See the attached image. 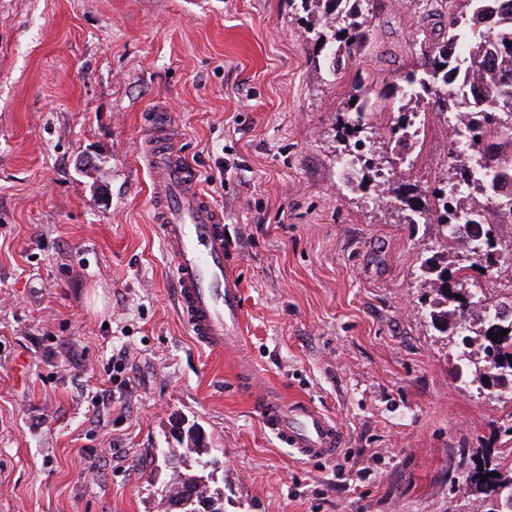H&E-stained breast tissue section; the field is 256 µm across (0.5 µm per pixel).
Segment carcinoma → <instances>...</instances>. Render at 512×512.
I'll return each mask as SVG.
<instances>
[{"label": "carcinoma", "mask_w": 512, "mask_h": 512, "mask_svg": "<svg viewBox=\"0 0 512 512\" xmlns=\"http://www.w3.org/2000/svg\"><path fill=\"white\" fill-rule=\"evenodd\" d=\"M501 2L503 0H437L434 14L439 17V30L444 32L445 40L436 42L423 36L419 52L415 53V62L400 75L399 85L392 94V110L398 113V119L386 133V144L398 146L406 141L400 130L409 112L408 105L413 101H424L432 110L448 113L452 118L462 114L471 116L469 132L472 137L479 138L473 145L481 155H488L491 148L498 146L490 139L487 126H493L495 131L501 127L497 104L504 96L512 98V11H506ZM299 8L304 13L300 20L313 35L315 48L311 64L326 75L336 77L357 47L367 42L373 16L364 12L360 0H299ZM490 59L497 63L495 72L478 88L465 89L460 82V73L482 72ZM375 103L373 89L360 84L349 95L343 112L347 115L362 112ZM468 168L467 157L451 153L448 170L424 198L419 214H413V196L404 195L397 188L393 190L395 202L392 208L401 213L407 224L448 223V205L443 203L441 210L432 212L429 199L442 200L448 184L455 182ZM501 179L505 186L512 187V164L499 174L496 163L492 162L477 176L475 192H489L483 197L488 203L486 213L466 205L463 200L459 203L462 219L475 220L490 236L496 234L497 224L505 222L496 207L495 190ZM355 180L360 187L368 183L375 188L390 185L387 169L375 166L371 161L364 169L354 170L353 179L348 184ZM471 268L470 264H460L452 270L446 266L438 270L433 284L439 301L437 308L429 312L436 330L446 332L471 324L473 309L479 308L469 290L471 278L467 270ZM503 329L508 333L501 334ZM490 331L498 335V340L488 337ZM456 353L461 355L457 362L462 377L488 382L490 376L499 371L512 374V323L482 318L479 327L457 346ZM190 452L197 455L194 472L161 490L162 498L170 503L189 490L208 499L209 474L205 465L215 466L217 461L209 457L208 449H202L196 443ZM496 471L498 468L486 463L476 465L469 470L467 480L482 489L489 501L500 499L504 505L502 512H512V480L493 476ZM484 475L488 479L483 481L481 477Z\"/></svg>", "instance_id": "obj_1"}]
</instances>
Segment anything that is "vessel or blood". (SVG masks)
<instances>
[{"instance_id":"1","label":"vessel or blood","mask_w":512,"mask_h":512,"mask_svg":"<svg viewBox=\"0 0 512 512\" xmlns=\"http://www.w3.org/2000/svg\"><path fill=\"white\" fill-rule=\"evenodd\" d=\"M142 151L154 195L153 221L169 253L177 302L196 341L231 350L244 341V299L224 215L201 188V173L172 132L167 113L155 114ZM264 427L303 461L338 456L345 435L314 402L288 401L266 391L253 366L239 371Z\"/></svg>"}]
</instances>
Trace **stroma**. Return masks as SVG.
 Wrapping results in <instances>:
<instances>
[{"label": "stroma", "mask_w": 512, "mask_h": 512, "mask_svg": "<svg viewBox=\"0 0 512 512\" xmlns=\"http://www.w3.org/2000/svg\"><path fill=\"white\" fill-rule=\"evenodd\" d=\"M337 78L310 63L295 0H0V512H165V449L198 430L224 512H485L477 464L512 477V390L463 381L430 322L427 259H466L436 224L339 193L356 83L375 128L428 27L377 0ZM224 214L245 351L199 346L152 222L141 146L153 112ZM426 193L448 140L420 141ZM336 419V459L262 426L235 367ZM376 98L374 91L371 87H366L364 84H359L355 92L349 95L348 100L344 104L342 112L349 117L351 112H363L361 122L369 123L372 118V112H364V110L371 105H375Z\"/></svg>", "instance_id": "1"}]
</instances>
